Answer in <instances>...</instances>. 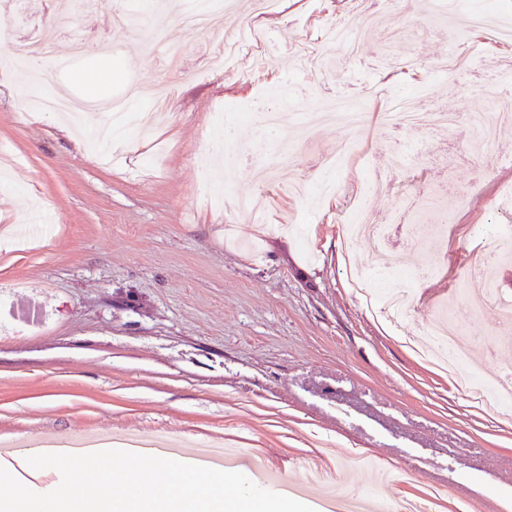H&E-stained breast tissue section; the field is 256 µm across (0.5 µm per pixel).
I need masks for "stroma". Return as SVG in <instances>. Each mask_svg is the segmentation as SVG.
Returning <instances> with one entry per match:
<instances>
[{"mask_svg":"<svg viewBox=\"0 0 512 512\" xmlns=\"http://www.w3.org/2000/svg\"><path fill=\"white\" fill-rule=\"evenodd\" d=\"M120 5L0 0V51L57 26L64 92L102 101L134 85H176L161 105L131 96L149 133L132 129L104 150L54 113L20 112L35 90L0 60V146L15 159L0 182V235L29 224L30 202L53 217L0 245V439L232 441L264 462L253 483L287 479L288 497L314 512L329 510L310 470L341 481L367 512H398L432 487L444 495L429 512H500L498 490L512 487V414L476 407L403 338L474 308L468 371L512 375V348L475 269L500 246L505 220L493 201L512 187V154L473 151L460 132L371 122L350 131L328 120L297 144L295 176L310 189L297 198L270 182L280 136L245 111L285 98L291 130L329 97L484 111L512 74V42L485 41L468 13L512 24V0H460L438 14L403 0H284L260 21L266 43L225 66L216 52L251 20L248 0L226 4L223 30L155 45L135 5L115 27ZM354 12L375 21L358 36L359 57L345 59L318 35ZM77 41L100 44L99 55L73 56ZM303 42L322 67L297 69ZM461 49L465 67L437 69ZM107 67L111 84L75 80ZM227 147L237 157L228 177L203 163ZM330 157L334 184L322 195ZM371 173L382 187L365 189ZM256 192L269 201L262 224L236 205ZM358 204L393 221L385 241L346 242ZM392 252L416 276L400 327L367 309L346 276L355 259L367 287H381Z\"/></svg>","mask_w":512,"mask_h":512,"instance_id":"obj_1","label":"stroma"}]
</instances>
